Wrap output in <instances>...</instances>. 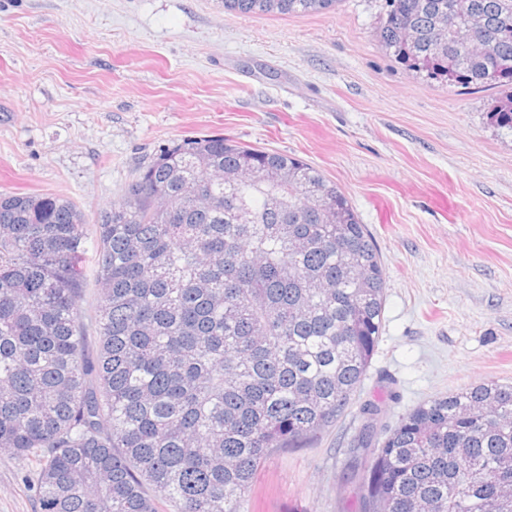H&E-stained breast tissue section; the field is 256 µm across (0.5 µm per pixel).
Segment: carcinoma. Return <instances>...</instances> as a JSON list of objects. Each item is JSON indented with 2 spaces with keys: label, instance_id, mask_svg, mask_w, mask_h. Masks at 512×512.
<instances>
[{
  "label": "carcinoma",
  "instance_id": "1",
  "mask_svg": "<svg viewBox=\"0 0 512 512\" xmlns=\"http://www.w3.org/2000/svg\"><path fill=\"white\" fill-rule=\"evenodd\" d=\"M340 0H224L290 16ZM454 0H386L376 39L428 82L502 89L512 131V0H469L479 53L440 31ZM278 173L288 186L268 182ZM95 237L99 350L83 347L84 241ZM385 272L319 169L222 135L141 167L89 224L72 200L0 192V450L31 461L40 512H242L265 461L351 406L383 324ZM374 449L362 512H512V386L423 402ZM153 489L157 497L147 494Z\"/></svg>",
  "mask_w": 512,
  "mask_h": 512
}]
</instances>
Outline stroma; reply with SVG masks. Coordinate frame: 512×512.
<instances>
[{
    "label": "stroma",
    "mask_w": 512,
    "mask_h": 512,
    "mask_svg": "<svg viewBox=\"0 0 512 512\" xmlns=\"http://www.w3.org/2000/svg\"><path fill=\"white\" fill-rule=\"evenodd\" d=\"M384 0L240 16L222 0H0V191L117 201L162 148L206 134L295 156L345 193L386 273L354 407L273 455L245 512H357L347 477L435 395L512 385V133L495 90L427 82L375 32ZM29 461L0 452V512H39Z\"/></svg>",
    "instance_id": "1"
}]
</instances>
